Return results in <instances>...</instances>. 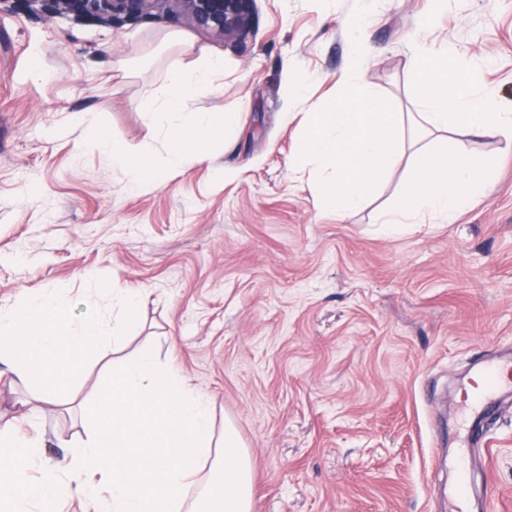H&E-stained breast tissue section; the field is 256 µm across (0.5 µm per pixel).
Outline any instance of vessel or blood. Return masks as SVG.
<instances>
[{"instance_id":"1","label":"vessel or blood","mask_w":512,"mask_h":512,"mask_svg":"<svg viewBox=\"0 0 512 512\" xmlns=\"http://www.w3.org/2000/svg\"><path fill=\"white\" fill-rule=\"evenodd\" d=\"M512 391V353L504 352L476 363L459 388L460 405L468 419V445L481 459H489L494 439L483 424L501 407L502 394Z\"/></svg>"}]
</instances>
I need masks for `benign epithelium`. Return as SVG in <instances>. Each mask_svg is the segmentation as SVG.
I'll list each match as a JSON object with an SVG mask.
<instances>
[{
  "label": "benign epithelium",
  "instance_id": "1",
  "mask_svg": "<svg viewBox=\"0 0 512 512\" xmlns=\"http://www.w3.org/2000/svg\"><path fill=\"white\" fill-rule=\"evenodd\" d=\"M61 14H90L109 23L171 12L236 46L253 32L254 0H52Z\"/></svg>",
  "mask_w": 512,
  "mask_h": 512
}]
</instances>
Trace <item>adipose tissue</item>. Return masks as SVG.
<instances>
[{"instance_id":"obj_1","label":"adipose tissue","mask_w":512,"mask_h":512,"mask_svg":"<svg viewBox=\"0 0 512 512\" xmlns=\"http://www.w3.org/2000/svg\"><path fill=\"white\" fill-rule=\"evenodd\" d=\"M223 75V55L205 53L196 62L174 68L160 90L142 98L140 111L162 125L171 143L163 162H155L139 146L111 139L101 129L92 131V146L111 151L113 166L126 172L133 190L156 182L159 170L175 171L189 160L199 164L207 162L214 145L235 129L238 116L233 112H188L183 102L213 86Z\"/></svg>"}]
</instances>
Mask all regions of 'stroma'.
<instances>
[{"mask_svg": "<svg viewBox=\"0 0 512 512\" xmlns=\"http://www.w3.org/2000/svg\"><path fill=\"white\" fill-rule=\"evenodd\" d=\"M356 0H255L238 49L155 15L118 28L0 0V307L58 289L76 314L82 276L139 290L137 332L88 361L91 402L108 363L153 348L231 424L251 464L252 512H450L465 448L457 380L482 351L512 350V142L465 131L436 139L494 161L483 199L396 237L380 213L407 187L388 173L355 211H324L301 160L307 113L351 72ZM372 55L360 81L394 111H415V44L458 46L482 61L478 83L512 107V0H375L364 17ZM170 32L185 46L159 49ZM40 54L51 77L26 73ZM224 57V76L188 111L235 112L236 131L206 164L128 190L90 129L163 160L170 143L136 107L176 61ZM305 78L289 106L288 75ZM44 444L53 466L85 436L15 385L0 364V427ZM496 448L474 465L492 512H512V400L490 427Z\"/></svg>", "mask_w": 512, "mask_h": 512, "instance_id": "1", "label": "stroma"}]
</instances>
